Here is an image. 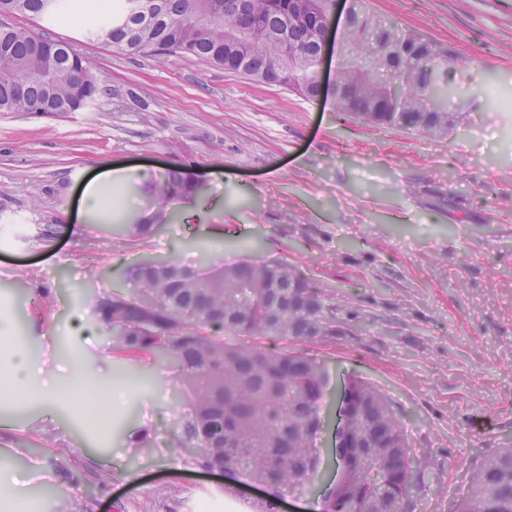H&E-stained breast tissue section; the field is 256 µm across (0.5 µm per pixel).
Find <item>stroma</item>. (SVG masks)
Returning <instances> with one entry per match:
<instances>
[{
  "label": "stroma",
  "instance_id": "1",
  "mask_svg": "<svg viewBox=\"0 0 512 512\" xmlns=\"http://www.w3.org/2000/svg\"><path fill=\"white\" fill-rule=\"evenodd\" d=\"M365 3L458 52L496 99L426 139L191 57L124 54L73 19L31 23L77 44L104 93L79 112L0 113V313L45 369L83 351L131 393L103 421L0 399V468L37 512H252L264 495L250 483L225 495L179 447L192 394L175 365L112 351L95 305L134 294L148 260L207 272L279 259L324 289L336 334L302 346L329 377L317 475L284 512H321L352 376L387 395L419 461L408 512H455L471 471L512 447V0ZM103 163L136 173V188L113 186L111 210L78 220ZM176 168L204 190L158 209L155 185ZM138 209L150 235L123 225ZM74 315L90 336H71Z\"/></svg>",
  "mask_w": 512,
  "mask_h": 512
}]
</instances>
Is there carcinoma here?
<instances>
[{
	"label": "carcinoma",
	"instance_id": "obj_1",
	"mask_svg": "<svg viewBox=\"0 0 512 512\" xmlns=\"http://www.w3.org/2000/svg\"><path fill=\"white\" fill-rule=\"evenodd\" d=\"M71 0H0V15L55 19ZM95 17L82 28L130 55L192 56L223 69L282 86L314 101L324 94L315 76L319 28L335 0H84ZM304 18L290 25L288 14ZM381 25L355 13L342 38L353 59L338 71L336 110L358 109V118L379 126L441 138L448 101L471 112L477 98L463 93L468 61L414 32ZM69 43L38 39L27 29L0 25V112H79L103 90ZM182 173L157 187L160 201L180 194ZM140 287L158 305L115 291L97 305L112 332V349L125 357L152 355L177 362L197 404L180 430V444L194 448L196 465L269 484L253 512H278L281 492L316 473L314 437L328 374L316 359L288 348L336 335V319L323 292L294 265L243 260L202 274L174 261L146 262ZM348 389L361 401L365 443L348 453L345 479L323 498L322 512H407L416 467L400 418L376 386L352 378ZM456 512H512V448L486 456L468 477Z\"/></svg>",
	"mask_w": 512,
	"mask_h": 512
}]
</instances>
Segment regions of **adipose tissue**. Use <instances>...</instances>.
Instances as JSON below:
<instances>
[{
	"mask_svg": "<svg viewBox=\"0 0 512 512\" xmlns=\"http://www.w3.org/2000/svg\"><path fill=\"white\" fill-rule=\"evenodd\" d=\"M19 392L28 406L84 403L92 399L104 412H111L122 393L111 379L100 378L92 360L77 354L64 367L62 374H48L30 359L20 356L8 369L0 371V393Z\"/></svg>",
	"mask_w": 512,
	"mask_h": 512,
	"instance_id": "1",
	"label": "adipose tissue"
}]
</instances>
